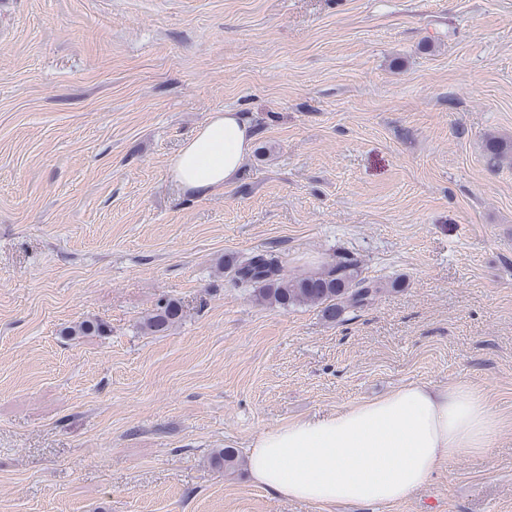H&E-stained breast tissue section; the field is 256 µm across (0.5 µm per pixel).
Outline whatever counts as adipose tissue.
I'll return each instance as SVG.
<instances>
[{"instance_id":"adipose-tissue-1","label":"adipose tissue","mask_w":512,"mask_h":512,"mask_svg":"<svg viewBox=\"0 0 512 512\" xmlns=\"http://www.w3.org/2000/svg\"><path fill=\"white\" fill-rule=\"evenodd\" d=\"M254 140L240 114L213 113L183 143L172 176L190 191L227 186L239 177ZM499 427L475 386L413 382L260 432L249 446L248 468L256 484L283 497L347 512L409 496L441 463L485 453Z\"/></svg>"}]
</instances>
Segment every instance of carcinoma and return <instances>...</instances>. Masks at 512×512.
I'll list each match as a JSON object with an SVG mask.
<instances>
[{
	"label": "carcinoma",
	"mask_w": 512,
	"mask_h": 512,
	"mask_svg": "<svg viewBox=\"0 0 512 512\" xmlns=\"http://www.w3.org/2000/svg\"><path fill=\"white\" fill-rule=\"evenodd\" d=\"M486 158L497 164L512 154V145L495 137L485 144ZM235 281L254 288L256 300L280 308L301 305L321 307L323 317L331 322L345 321V315L368 306L380 293L374 283L358 277L355 265L338 260L328 267L294 277L286 275L278 258L272 254L255 253L233 263ZM183 318L179 301L167 299L145 317L141 329L149 334H163ZM106 325L96 319H85L64 327L60 334L74 339L78 336L102 335Z\"/></svg>",
	"instance_id": "obj_1"
}]
</instances>
